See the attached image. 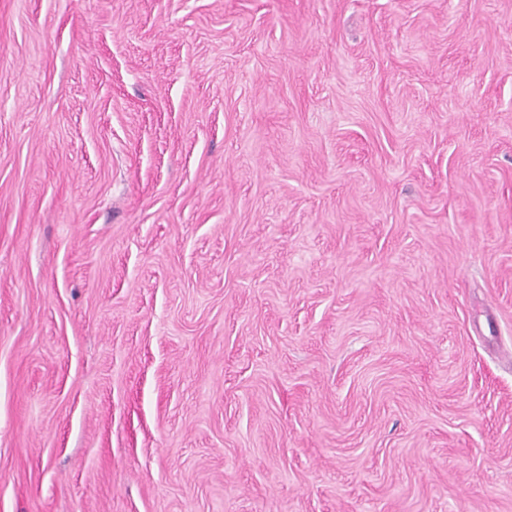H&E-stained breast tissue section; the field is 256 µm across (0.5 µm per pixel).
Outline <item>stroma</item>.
Masks as SVG:
<instances>
[{
	"instance_id": "obj_1",
	"label": "stroma",
	"mask_w": 512,
	"mask_h": 512,
	"mask_svg": "<svg viewBox=\"0 0 512 512\" xmlns=\"http://www.w3.org/2000/svg\"><path fill=\"white\" fill-rule=\"evenodd\" d=\"M512 512V0H0V512Z\"/></svg>"
}]
</instances>
